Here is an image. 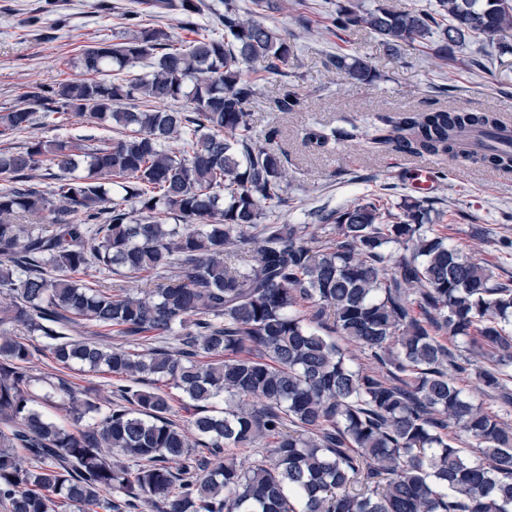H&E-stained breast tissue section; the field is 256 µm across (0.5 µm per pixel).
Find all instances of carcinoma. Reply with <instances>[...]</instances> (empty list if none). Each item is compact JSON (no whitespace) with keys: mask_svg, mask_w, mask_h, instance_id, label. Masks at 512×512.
Instances as JSON below:
<instances>
[{"mask_svg":"<svg viewBox=\"0 0 512 512\" xmlns=\"http://www.w3.org/2000/svg\"><path fill=\"white\" fill-rule=\"evenodd\" d=\"M440 13L336 7L341 31L365 26L388 47L435 54L478 34L508 47L509 0H439ZM199 0H180L196 38L176 46L138 13L116 43L82 50L80 74L35 86L0 110V136L37 112L86 117L108 136L0 149V504L7 512H512V425L460 388L461 376L512 407V284L448 242L416 202L394 213L367 198L308 224L268 221L285 201L279 130L257 136L247 104L258 70L288 75L294 43L234 0L224 36L196 30ZM448 17L443 26L442 17ZM149 62L144 76L130 75ZM336 69L370 84L355 56ZM145 108L125 107L132 98ZM182 100L187 113L163 107ZM285 86L275 101L294 112ZM378 149L448 155L512 172V147L470 149L494 111L433 108L381 118ZM357 128H308L324 149ZM181 147L173 149L170 144ZM57 166L53 188L30 184ZM47 224L21 219L43 213ZM173 220L162 223V218ZM336 237H330V232ZM401 250L394 255L392 247ZM173 283L142 294L84 282L90 268ZM71 324L96 328L76 339ZM115 334L121 343L99 337ZM358 348L365 367L339 341ZM465 353H460V345ZM46 351L68 369L106 368L112 399L55 389L70 428L34 405L29 364ZM486 359L485 366L481 359ZM152 379L150 390L135 384ZM193 406L171 419L170 390ZM263 448L245 465L237 448Z\"/></svg>","mask_w":512,"mask_h":512,"instance_id":"cac0c4a2","label":"carcinoma"}]
</instances>
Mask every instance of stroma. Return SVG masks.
<instances>
[{"mask_svg":"<svg viewBox=\"0 0 512 512\" xmlns=\"http://www.w3.org/2000/svg\"><path fill=\"white\" fill-rule=\"evenodd\" d=\"M257 10L254 0H237L241 15L260 11L264 23L296 37L297 59L287 75L260 73L256 94L247 108L257 131L277 128V146L288 156L285 201L273 209L278 224H311L320 210L342 209L359 199L380 195L396 205L416 198L434 222L451 223L454 243L475 262L490 265L496 278L512 283V173L501 174L448 156L375 150L368 137L378 116L403 110L446 106L489 110L512 125V50L503 51L482 38L467 37L463 48L436 57L432 46H384L371 29L333 28L328 16L336 0H273ZM138 12L144 25L162 27L176 39L192 35L180 27L179 7L158 10L151 0H0V108L20 105L26 87L46 85L78 75L76 62L94 42H118L128 12ZM345 53L365 59L375 71L373 83L360 84L332 65L331 56ZM299 93L300 111L271 110L269 102L283 85ZM358 126L359 138L316 150L302 138L308 126L347 129ZM96 128L74 118L52 126L43 113L12 138L0 137V148L22 149L34 138L91 135ZM442 172L432 191L416 193L409 183L411 167ZM37 409L64 419L54 393L58 378L81 392L103 396L112 389L111 374L79 366L58 369L46 353H37L31 368Z\"/></svg>","mask_w":512,"mask_h":512,"instance_id":"obj_1","label":"stroma"}]
</instances>
